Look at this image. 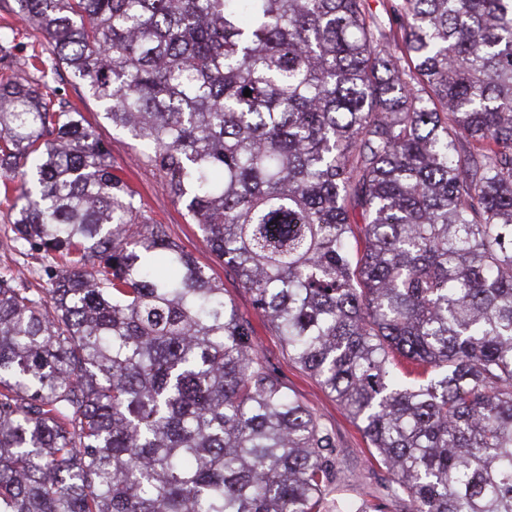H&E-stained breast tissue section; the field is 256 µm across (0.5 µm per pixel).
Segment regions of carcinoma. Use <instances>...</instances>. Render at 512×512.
I'll return each instance as SVG.
<instances>
[{
    "label": "carcinoma",
    "mask_w": 512,
    "mask_h": 512,
    "mask_svg": "<svg viewBox=\"0 0 512 512\" xmlns=\"http://www.w3.org/2000/svg\"><path fill=\"white\" fill-rule=\"evenodd\" d=\"M0 184V512H383L135 194L62 68L392 475L399 512H512V0H14ZM251 96H244L245 90ZM140 224L137 239L129 228ZM14 0H0V28L14 30V68L18 72L30 71L31 56L45 51V40L31 23L21 22L11 11ZM13 224H11V212L3 195L0 197V274L22 272L29 281L31 288H46V276L41 260H35L21 255L13 250L11 239L13 237Z\"/></svg>",
    "instance_id": "carcinoma-1"
}]
</instances>
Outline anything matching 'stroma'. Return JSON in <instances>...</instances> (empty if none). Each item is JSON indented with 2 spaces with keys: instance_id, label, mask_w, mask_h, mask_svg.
Returning a JSON list of instances; mask_svg holds the SVG:
<instances>
[{
  "instance_id": "obj_1",
  "label": "stroma",
  "mask_w": 512,
  "mask_h": 512,
  "mask_svg": "<svg viewBox=\"0 0 512 512\" xmlns=\"http://www.w3.org/2000/svg\"><path fill=\"white\" fill-rule=\"evenodd\" d=\"M13 5L14 0H0V28L13 29L14 67L22 72L29 70L32 56L43 51L45 41L34 25L17 18L12 11ZM48 92L52 98L69 100L95 124L110 151L113 165L135 191L146 217L168 225L171 236L209 270L216 282L223 284L225 297L231 300L240 315L251 321L267 367L334 433L341 451L340 468L345 495L369 499L377 496L382 486L388 483L390 475L385 468L372 462L362 433L338 402L321 389L317 380L289 358L271 325L256 311L251 292L243 288L225 270L223 260L211 252L198 226L192 224L188 217L184 204L169 196L158 173L142 158L140 146L104 118L102 108L85 97L82 85L67 70H60L49 81ZM12 237L11 212L6 203L0 201V274L20 272L28 279L31 288L45 287L43 261L14 251Z\"/></svg>"
}]
</instances>
